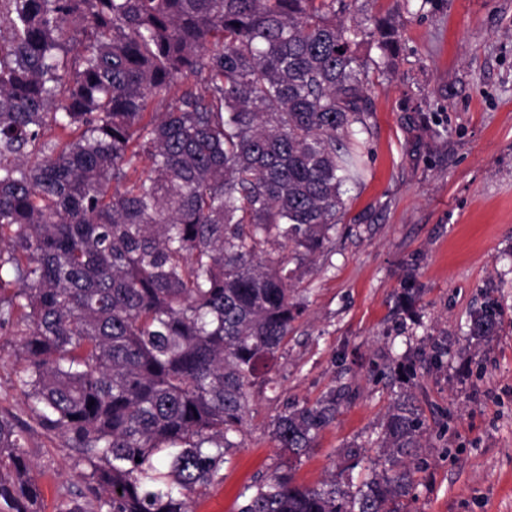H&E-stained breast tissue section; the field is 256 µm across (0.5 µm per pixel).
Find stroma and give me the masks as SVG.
Segmentation results:
<instances>
[{
    "mask_svg": "<svg viewBox=\"0 0 512 512\" xmlns=\"http://www.w3.org/2000/svg\"><path fill=\"white\" fill-rule=\"evenodd\" d=\"M378 18L399 47L388 60L358 48L365 177L301 266L305 311L251 390L242 448L220 482L191 492L192 512H237L245 488L289 459L273 420L331 397L336 415L295 476L357 491L388 468L382 429L405 395L423 434L401 512H512V0H358L342 20L370 30ZM490 300L502 327L480 343L470 315ZM20 340L0 329V406L24 419ZM24 452L41 512L83 488L65 439L35 425Z\"/></svg>",
    "mask_w": 512,
    "mask_h": 512,
    "instance_id": "stroma-1",
    "label": "stroma"
}]
</instances>
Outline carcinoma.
I'll return each instance as SVG.
<instances>
[{"mask_svg":"<svg viewBox=\"0 0 512 512\" xmlns=\"http://www.w3.org/2000/svg\"><path fill=\"white\" fill-rule=\"evenodd\" d=\"M352 2L0 0V328H21L30 419L87 469L60 512H190L242 447L302 314L289 264L362 178V31L336 23ZM373 35L394 51L392 26ZM501 324L488 301L469 335ZM335 413L303 405L273 437L300 458ZM25 426L0 407V512H40ZM420 435L406 398L391 472L352 495L288 464L239 512H398Z\"/></svg>","mask_w":512,"mask_h":512,"instance_id":"obj_1","label":"carcinoma"}]
</instances>
